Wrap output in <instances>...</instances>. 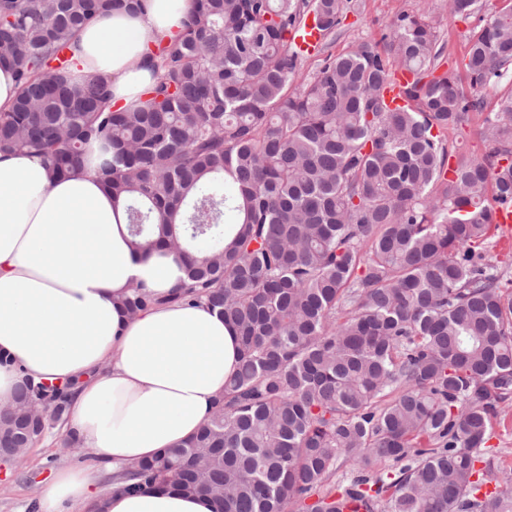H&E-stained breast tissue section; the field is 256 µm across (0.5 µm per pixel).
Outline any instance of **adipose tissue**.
Returning a JSON list of instances; mask_svg holds the SVG:
<instances>
[{"mask_svg":"<svg viewBox=\"0 0 512 512\" xmlns=\"http://www.w3.org/2000/svg\"><path fill=\"white\" fill-rule=\"evenodd\" d=\"M193 0H143L101 14L71 48L82 72L112 78V100L143 101L153 51L184 28ZM98 146L81 169L55 176L37 157L0 153V403L23 379L69 385V422L114 474L99 494L89 470L63 467L42 512H217L208 498L166 488L129 489L127 473L202 426L237 364V336L205 304L169 302L181 260L135 245L125 203L95 175ZM161 304L129 317L132 285Z\"/></svg>","mask_w":512,"mask_h":512,"instance_id":"adipose-tissue-1","label":"adipose tissue"}]
</instances>
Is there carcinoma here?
<instances>
[{
  "instance_id": "carcinoma-1",
  "label": "carcinoma",
  "mask_w": 512,
  "mask_h": 512,
  "mask_svg": "<svg viewBox=\"0 0 512 512\" xmlns=\"http://www.w3.org/2000/svg\"><path fill=\"white\" fill-rule=\"evenodd\" d=\"M483 6L449 0L448 14ZM123 7L143 4L0 0V65L19 87L0 110V152L62 176L98 141L131 236L177 242L186 258L174 293L138 286L126 311L203 301L236 331L239 364L205 425L129 479L221 512H512V485L482 494L476 468L512 392V282L480 249L497 207L512 205V87L489 111L482 96L512 84V8L472 32L467 92L433 76L427 10L298 82L310 54L288 33L310 15L335 33L344 0H194L182 34L157 48L146 105L127 110L112 105L111 76L71 78L79 31ZM398 70L413 75V105L392 109ZM474 113L479 156L447 136ZM37 398L26 380L0 414V453L20 463L67 414L50 386L45 421L31 422ZM389 461L398 472L380 471Z\"/></svg>"
}]
</instances>
